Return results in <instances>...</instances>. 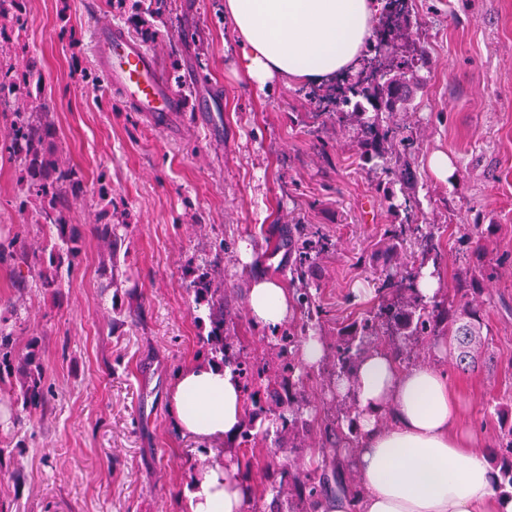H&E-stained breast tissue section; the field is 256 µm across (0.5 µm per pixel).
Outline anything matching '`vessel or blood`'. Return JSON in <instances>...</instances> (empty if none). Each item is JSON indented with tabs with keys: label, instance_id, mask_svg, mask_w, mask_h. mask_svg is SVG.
<instances>
[{
	"label": "vessel or blood",
	"instance_id": "obj_1",
	"mask_svg": "<svg viewBox=\"0 0 512 512\" xmlns=\"http://www.w3.org/2000/svg\"><path fill=\"white\" fill-rule=\"evenodd\" d=\"M94 52L106 83L140 111L163 122L178 111V97L158 76L149 49L104 25L95 32Z\"/></svg>",
	"mask_w": 512,
	"mask_h": 512
}]
</instances>
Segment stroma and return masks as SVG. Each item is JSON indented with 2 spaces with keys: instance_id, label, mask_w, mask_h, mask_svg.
Listing matches in <instances>:
<instances>
[{
  "instance_id": "stroma-1",
  "label": "stroma",
  "mask_w": 512,
  "mask_h": 512,
  "mask_svg": "<svg viewBox=\"0 0 512 512\" xmlns=\"http://www.w3.org/2000/svg\"><path fill=\"white\" fill-rule=\"evenodd\" d=\"M223 2L167 0L156 63L165 71L178 60L181 74L200 80L185 111L163 125L106 82L75 83L73 56L93 64L95 29L114 21L107 0H72L70 23L85 34L76 46L59 35L58 0L29 2L21 38L54 102L53 146L89 187L109 171L128 217L115 280L93 233L100 204L90 190L66 212L81 254L59 292L35 288L25 265L0 255V318L19 346L37 340L54 391L21 430L0 424L6 512H184L182 490L208 459L177 431L167 402L210 331L207 304L188 290L191 272L209 269L238 309L252 276L288 281L301 226L331 243L312 283L333 334L382 301L386 274L404 279L408 266L435 262L448 292L478 275L467 238L471 225H484L480 242L498 263L483 311L494 366L464 373L446 355L438 364L479 448L496 431L488 406L512 396V0H415L412 39L426 63L408 110L391 117L414 140L410 212L392 162L362 164L359 119L337 120L335 85L276 81L261 90L241 77L235 36L218 20ZM186 30L195 39L182 40ZM437 150L453 161L445 182L428 167ZM18 178L0 152V242L21 235L52 249L55 229L16 211ZM407 222L431 242L403 235L388 258L385 229Z\"/></svg>"
}]
</instances>
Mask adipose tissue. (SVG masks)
Masks as SVG:
<instances>
[{"label": "adipose tissue", "mask_w": 512, "mask_h": 512, "mask_svg": "<svg viewBox=\"0 0 512 512\" xmlns=\"http://www.w3.org/2000/svg\"><path fill=\"white\" fill-rule=\"evenodd\" d=\"M385 0H224L236 34L238 69L253 86L274 81L321 85L357 72ZM251 322L275 327L294 313L292 292L275 277L252 278ZM338 393H352L360 415L358 498L339 492L319 512H512L488 458L459 426L448 375L431 363L401 367L370 351ZM183 435L202 443L235 440L244 422L240 379L231 368L199 362L169 390ZM251 486L232 454L196 468L184 489L186 512H243Z\"/></svg>", "instance_id": "adipose-tissue-1"}]
</instances>
